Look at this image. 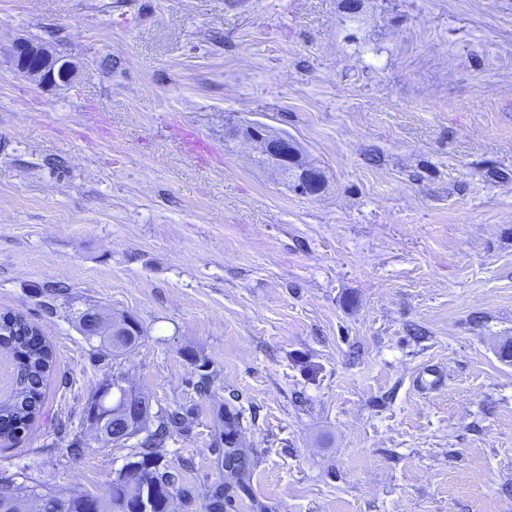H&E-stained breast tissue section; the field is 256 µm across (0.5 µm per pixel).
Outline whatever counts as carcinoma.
Here are the masks:
<instances>
[{"label":"carcinoma","mask_w":512,"mask_h":512,"mask_svg":"<svg viewBox=\"0 0 512 512\" xmlns=\"http://www.w3.org/2000/svg\"><path fill=\"white\" fill-rule=\"evenodd\" d=\"M142 335L141 331H129L122 336H102L100 342L117 358L135 348ZM0 360L10 365L9 386L0 394V435L16 440V432H27L43 414L55 355L37 326L19 313L4 311L0 312ZM121 414V401L108 397V405L101 412L106 418L105 428H116L115 417ZM155 418L156 424L138 442V447L142 448L138 459L126 463L104 493L74 491L64 497L63 512H167L170 499L191 497L190 491L176 487L175 475L168 468H159L167 442L188 430L187 415L176 407L158 413ZM242 419V410L230 401L224 404V419L215 447L218 460L234 457L238 459V466L232 481L222 478L207 488L205 512H227L232 506L229 491L235 487L246 488L245 478L253 461L245 452L235 450L237 443L233 441L240 436Z\"/></svg>","instance_id":"carcinoma-1"}]
</instances>
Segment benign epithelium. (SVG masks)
<instances>
[{"label":"benign epithelium","mask_w":512,"mask_h":512,"mask_svg":"<svg viewBox=\"0 0 512 512\" xmlns=\"http://www.w3.org/2000/svg\"><path fill=\"white\" fill-rule=\"evenodd\" d=\"M60 62L63 66L58 76L52 65ZM12 63L19 73L40 86H67L77 77L76 65L71 60L60 58L50 47L40 43H17L13 49ZM228 138L235 145H253L257 155L268 160L267 169L284 180L296 194L316 195L315 189L321 184L320 178L316 176L317 168L307 162L299 143L290 135L276 132L258 120H241L230 123ZM79 327L84 336H111L115 331L112 319L103 316L93 322H81ZM105 383L107 389L116 391L126 399L123 431L105 434L98 418L99 409L96 408L90 420L97 436L111 444H119L143 433L149 425L150 413L139 402V392L128 385L126 373L119 369Z\"/></svg>","instance_id":"obj_1"}]
</instances>
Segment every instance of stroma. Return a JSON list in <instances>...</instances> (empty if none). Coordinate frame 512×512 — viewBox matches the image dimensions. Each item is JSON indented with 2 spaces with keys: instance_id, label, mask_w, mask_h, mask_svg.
<instances>
[{
  "instance_id": "35a3bbf8",
  "label": "stroma",
  "mask_w": 512,
  "mask_h": 512,
  "mask_svg": "<svg viewBox=\"0 0 512 512\" xmlns=\"http://www.w3.org/2000/svg\"><path fill=\"white\" fill-rule=\"evenodd\" d=\"M23 38L79 75L0 57V310L57 356L0 474L101 492L131 460L88 418L97 305L141 324L122 362L152 410L192 421L172 512H203L229 400L255 462L236 512H512V0H0V50ZM239 119L295 138L324 190L225 152ZM32 42L22 41L14 46L12 63L19 73L37 85L47 87L67 86L76 80L77 68L71 60L61 58L46 45ZM60 62L63 66L59 77L51 64ZM177 137L183 152L196 157H202L210 153L208 144L191 129L180 128Z\"/></svg>"
}]
</instances>
